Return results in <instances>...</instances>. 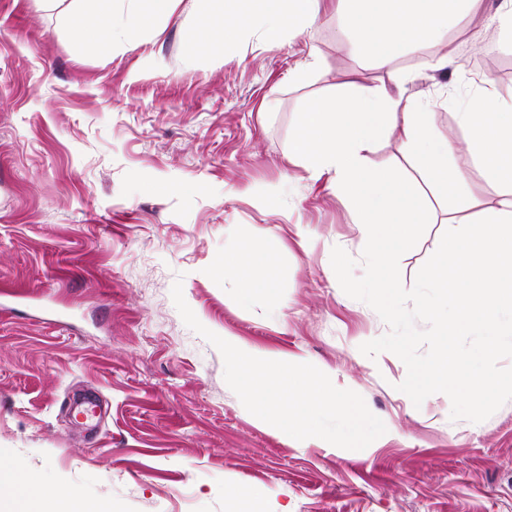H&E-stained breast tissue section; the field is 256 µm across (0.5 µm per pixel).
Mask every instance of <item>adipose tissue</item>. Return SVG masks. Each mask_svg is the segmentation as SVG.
Here are the masks:
<instances>
[{
  "instance_id": "obj_1",
  "label": "adipose tissue",
  "mask_w": 512,
  "mask_h": 512,
  "mask_svg": "<svg viewBox=\"0 0 512 512\" xmlns=\"http://www.w3.org/2000/svg\"><path fill=\"white\" fill-rule=\"evenodd\" d=\"M114 0H79L66 25L83 37L87 49L104 51L127 31L131 17L113 9ZM220 19L201 25L188 43L189 53L222 40L234 41L241 24L256 21L263 39L280 42L288 27L303 30L335 8L344 26L358 36L359 52L382 63L407 53H427L441 28L466 14L481 0H220ZM410 73L395 69L389 86H359L307 102L300 113L290 159L302 162L311 177L331 175L337 190L361 227L362 246L370 262L367 273L380 288L389 289L397 279L398 253L411 244L417 225L426 223L417 185L391 169H373L367 153L380 133L398 132L407 156L416 159L427 180L440 191L459 189L463 175L452 161L455 148L435 135V112L427 101L405 96L400 88ZM398 93H390V86ZM243 292L273 289L276 281L273 256L252 246L239 247L224 261ZM0 448V485L13 491V512H106L105 505L65 495L47 502L34 476L4 462Z\"/></svg>"
}]
</instances>
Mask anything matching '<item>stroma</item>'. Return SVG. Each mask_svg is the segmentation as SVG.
Wrapping results in <instances>:
<instances>
[{
	"instance_id": "1",
	"label": "stroma",
	"mask_w": 512,
	"mask_h": 512,
	"mask_svg": "<svg viewBox=\"0 0 512 512\" xmlns=\"http://www.w3.org/2000/svg\"><path fill=\"white\" fill-rule=\"evenodd\" d=\"M498 0L449 23L405 94L437 101L436 134L481 206L497 196L467 151L448 96L484 76L512 100V48L491 17ZM74 0H0V448L39 478L112 512H226L256 492L265 512H512V400L480 423L451 420L435 393L396 390L403 361L363 355L387 324L347 296L333 247L362 256L357 224L329 176L288 159L306 98L385 82L350 49L335 14L265 43L256 28L191 54L214 0H176L105 52L63 25ZM323 61L304 70L309 53ZM372 167L417 180L398 136ZM431 223L399 261L404 287L436 250L445 221L478 207L423 190ZM273 254L274 291L241 296L225 252ZM219 336L264 357L310 363L360 394L386 426L356 451L322 448L249 413L221 353L189 329L171 297Z\"/></svg>"
}]
</instances>
